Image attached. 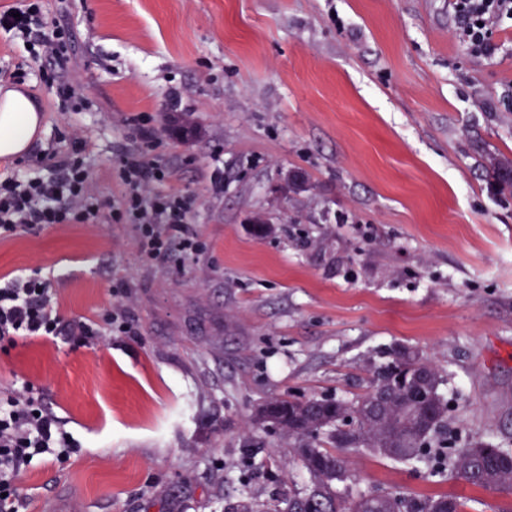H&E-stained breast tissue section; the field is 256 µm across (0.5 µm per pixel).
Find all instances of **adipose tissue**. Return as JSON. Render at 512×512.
<instances>
[{
	"label": "adipose tissue",
	"instance_id": "adipose-tissue-1",
	"mask_svg": "<svg viewBox=\"0 0 512 512\" xmlns=\"http://www.w3.org/2000/svg\"><path fill=\"white\" fill-rule=\"evenodd\" d=\"M42 126V115L28 95L0 86V157L24 154Z\"/></svg>",
	"mask_w": 512,
	"mask_h": 512
}]
</instances>
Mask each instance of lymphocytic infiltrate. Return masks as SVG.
Here are the masks:
<instances>
[{
  "label": "lymphocytic infiltrate",
  "instance_id": "obj_1",
  "mask_svg": "<svg viewBox=\"0 0 512 512\" xmlns=\"http://www.w3.org/2000/svg\"><path fill=\"white\" fill-rule=\"evenodd\" d=\"M460 21L458 37L476 56L495 51L492 30L503 19H512V0H453ZM0 30L30 48L49 47L57 64L67 59L70 30L45 21L38 0H28L18 10L0 11ZM132 147L119 155L123 195L112 203L110 219L137 228L140 252L165 260L171 240H178L183 254L198 251L189 229L192 198L169 188L170 172L150 156L155 128L136 115L129 119ZM87 139L78 130L62 147H50L52 164L47 176H0V237L16 232L38 233L50 224H94L101 207L88 193ZM55 285L51 279L31 274L0 280V341L64 336L85 340L94 336L83 321L63 322ZM74 446L57 416L40 402L31 386H23L0 399V512H20L22 504L15 483L35 457L70 456Z\"/></svg>",
  "mask_w": 512,
  "mask_h": 512
}]
</instances>
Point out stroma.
I'll use <instances>...</instances> for the list:
<instances>
[{
    "label": "stroma",
    "mask_w": 512,
    "mask_h": 512,
    "mask_svg": "<svg viewBox=\"0 0 512 512\" xmlns=\"http://www.w3.org/2000/svg\"><path fill=\"white\" fill-rule=\"evenodd\" d=\"M71 30L61 101L47 58L0 33V85L44 116L32 151L85 131L89 189L123 187L126 119L194 198L193 257L157 261L136 227L100 218L0 240V278L40 269L65 319L97 334L0 349V395L31 384L76 450L17 480L25 512H255L304 496L294 449L252 428L274 395L367 390L369 362L419 349L439 369L448 429L512 451V195L486 151L512 156V28L475 57L449 0H41ZM302 175L301 186H286ZM126 307V331L110 309ZM352 494L399 491L512 512L473 487L347 449ZM486 181L499 194H512V158L502 153L485 155Z\"/></svg>",
    "instance_id": "obj_1"
}]
</instances>
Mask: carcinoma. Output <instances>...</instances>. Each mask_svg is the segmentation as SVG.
I'll return each instance as SVG.
<instances>
[{"instance_id":"obj_1","label":"carcinoma","mask_w":512,"mask_h":512,"mask_svg":"<svg viewBox=\"0 0 512 512\" xmlns=\"http://www.w3.org/2000/svg\"><path fill=\"white\" fill-rule=\"evenodd\" d=\"M485 165L488 185L512 194V158L488 153ZM369 374L366 393L355 400L272 397L255 408L251 424L288 440L311 479L307 496L282 501L278 512H464L465 504L450 496L341 492L338 484L346 480L342 448H366L401 463L423 462L470 485L512 489V455L489 441L444 433L449 404L439 392L441 374L419 351L400 346Z\"/></svg>"}]
</instances>
